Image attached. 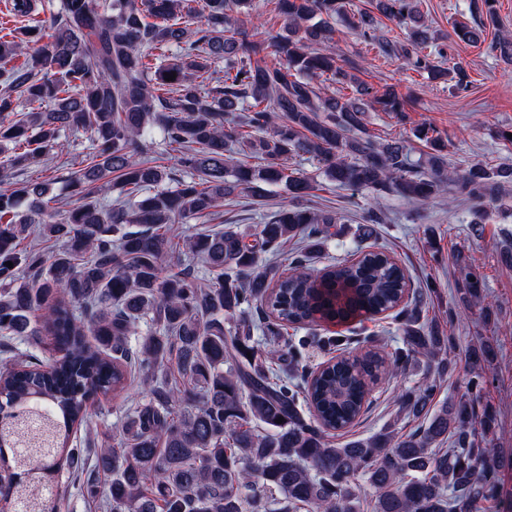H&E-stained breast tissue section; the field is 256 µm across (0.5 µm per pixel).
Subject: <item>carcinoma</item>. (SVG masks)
Listing matches in <instances>:
<instances>
[{
	"mask_svg": "<svg viewBox=\"0 0 512 512\" xmlns=\"http://www.w3.org/2000/svg\"><path fill=\"white\" fill-rule=\"evenodd\" d=\"M373 2L405 40L377 36L374 15L353 0H265L283 32L259 41L237 18L258 11L255 0H60L44 19L45 0H8V15L28 24L0 23V63L10 65L0 87V185L6 171L50 159L66 133L91 140L85 165L61 187L49 178L0 188V335L38 344L46 333L55 342L47 364L34 355L0 363V471L12 478L14 512H56L62 471L93 497L96 474H112L102 512H360V480L373 490L374 512H478L493 497L497 417L480 395L493 344L466 350L477 374L431 414L441 379L454 369L450 331L461 315L424 320L404 268L381 248L307 272L338 218L300 206L314 185L288 167L290 156L322 163L338 187L372 194L365 238L388 194L424 205L450 188L492 204L499 184L512 180V168L479 163L449 172L444 140L427 123L413 129L430 149L417 163L404 140L365 132L367 112L399 116L408 100L337 66L338 21L383 59L404 57L459 91L471 84L424 25L416 0ZM495 2L472 0L471 10L493 24ZM483 32L454 30L465 43ZM174 48L180 55L170 62ZM221 62L224 75L215 78ZM324 75L351 83L352 96L321 98L312 80ZM21 102L29 111H16ZM155 126L182 176L146 158L144 134ZM236 145L262 163L230 161ZM99 183L115 187L120 202L91 198ZM263 184L284 185L292 202L258 225L253 242L231 226L171 233L169 225L217 216L224 197ZM35 227L62 250L20 249ZM293 240L304 250L290 273L262 263ZM176 254L203 259L210 284L186 266H166ZM460 273V303L490 317L481 271L462 260ZM394 311L404 351L345 347L299 383L273 381L253 339L256 329L271 343L288 327ZM409 356L426 368L418 385L396 391L393 424L331 446L328 436L352 427ZM171 357L181 379L168 382L158 372ZM135 373L146 401L126 409L113 424L115 444L88 459L71 436L89 402L123 397ZM423 416L412 431L399 427Z\"/></svg>",
	"mask_w": 512,
	"mask_h": 512,
	"instance_id": "carcinoma-1",
	"label": "carcinoma"
}]
</instances>
